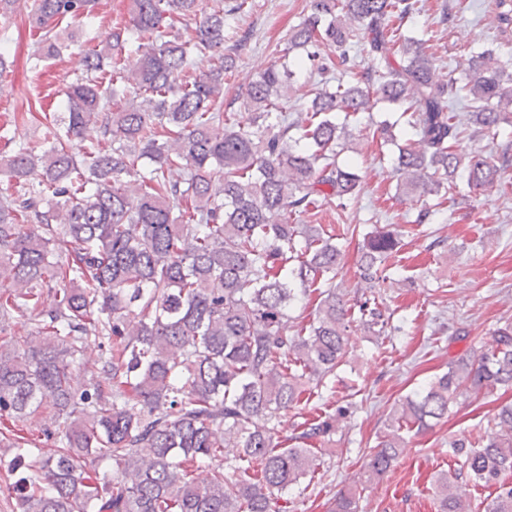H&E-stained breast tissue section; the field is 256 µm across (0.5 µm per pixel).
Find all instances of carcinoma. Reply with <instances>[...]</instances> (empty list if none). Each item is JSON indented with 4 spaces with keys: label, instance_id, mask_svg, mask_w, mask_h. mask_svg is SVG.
<instances>
[{
    "label": "carcinoma",
    "instance_id": "obj_1",
    "mask_svg": "<svg viewBox=\"0 0 512 512\" xmlns=\"http://www.w3.org/2000/svg\"><path fill=\"white\" fill-rule=\"evenodd\" d=\"M245 4L130 0L131 26L84 57L64 112L14 114L24 127L51 124L42 146L21 142L0 156L14 182L0 197V446L13 450L14 512H288L280 501L316 471L315 444L336 434L346 410L306 419L291 436L283 418L336 377L352 323L386 332L379 289L400 262L402 226L377 224L358 264L369 294L350 299L336 284V239L355 228L318 224L314 208L320 198L345 209L359 192L357 166L337 159L348 122L379 102L410 116L392 174L421 203L417 224L447 223L428 197L461 183L487 190L512 165L464 145L453 114L465 103L482 139L512 127L511 44L471 51L465 76H442L414 36L418 0H307L288 35V51L306 56L249 83L244 123L224 111L237 50L224 49V12ZM21 6L39 32L35 58L48 61L68 47L61 23L93 14L98 0H0V15ZM190 16L199 21L184 40L174 20ZM323 47L349 80H318L294 117L288 89ZM355 47L376 66L355 71ZM207 51L214 65L191 72V55ZM91 126L100 139L72 152ZM313 293L312 321L294 323L291 311ZM91 338L98 372L78 381ZM498 387L512 388V323L405 396L368 455L367 478L392 468L402 431L431 430L459 397ZM493 421L489 436L449 447L469 480L496 487L485 512H512V485L499 482L512 472V402ZM90 460L112 472L89 471ZM200 468L208 481H197ZM453 487L435 478L437 512H472ZM358 503L349 486L328 512Z\"/></svg>",
    "mask_w": 512,
    "mask_h": 512
}]
</instances>
